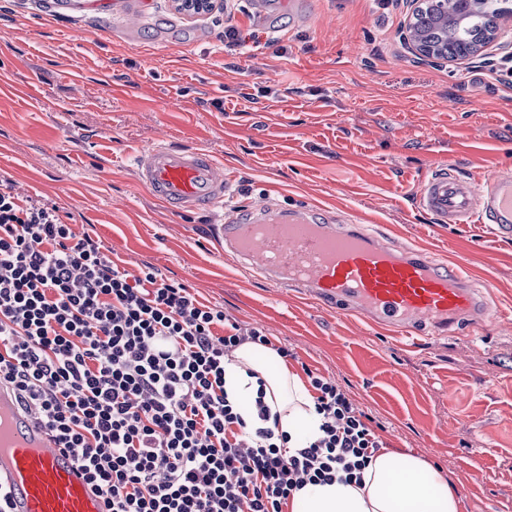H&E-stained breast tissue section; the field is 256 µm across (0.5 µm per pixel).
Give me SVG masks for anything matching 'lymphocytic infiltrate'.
I'll return each instance as SVG.
<instances>
[{"label": "lymphocytic infiltrate", "mask_w": 512, "mask_h": 512, "mask_svg": "<svg viewBox=\"0 0 512 512\" xmlns=\"http://www.w3.org/2000/svg\"><path fill=\"white\" fill-rule=\"evenodd\" d=\"M224 335H216V328ZM261 330L183 285L130 278L57 208L0 187V383L68 449L109 512H284L305 483L362 484L383 443L347 392L310 374L319 435L285 446L267 406L247 431L224 359Z\"/></svg>", "instance_id": "1"}]
</instances>
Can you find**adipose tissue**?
<instances>
[{"instance_id": "ef3b65f1", "label": "adipose tissue", "mask_w": 512, "mask_h": 512, "mask_svg": "<svg viewBox=\"0 0 512 512\" xmlns=\"http://www.w3.org/2000/svg\"><path fill=\"white\" fill-rule=\"evenodd\" d=\"M224 391L240 406L249 427H260L256 398L279 417L289 443L313 437L322 417L304 381L283 358L263 345L246 343L224 366ZM298 512H458L449 481L421 458L400 452L377 455L362 485L309 483L293 495Z\"/></svg>"}]
</instances>
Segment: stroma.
<instances>
[{"label":"stroma","mask_w":512,"mask_h":512,"mask_svg":"<svg viewBox=\"0 0 512 512\" xmlns=\"http://www.w3.org/2000/svg\"><path fill=\"white\" fill-rule=\"evenodd\" d=\"M409 0H0V178L98 238L120 270L187 286L335 380L387 449L422 457L459 512H512V238L439 224L414 196L433 169L483 183L512 164V86L499 53L417 59ZM247 42L224 50V28ZM277 46H270V39ZM222 108H215V101ZM205 150L234 181L229 205L273 197L374 225L452 265L487 322L403 340L268 285L217 245L219 207L180 212L136 176L154 145Z\"/></svg>","instance_id":"obj_1"}]
</instances>
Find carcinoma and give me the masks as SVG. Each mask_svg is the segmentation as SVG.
<instances>
[{
    "label": "carcinoma",
    "mask_w": 512,
    "mask_h": 512,
    "mask_svg": "<svg viewBox=\"0 0 512 512\" xmlns=\"http://www.w3.org/2000/svg\"><path fill=\"white\" fill-rule=\"evenodd\" d=\"M504 2L477 0L474 10L459 23L455 17L465 11L464 0H440L418 15L416 29L424 40L447 51L448 56H462L486 38L493 19L503 15Z\"/></svg>",
    "instance_id": "obj_1"
}]
</instances>
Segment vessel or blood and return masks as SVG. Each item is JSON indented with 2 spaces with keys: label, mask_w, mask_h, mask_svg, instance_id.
Masks as SVG:
<instances>
[{
  "label": "vessel or blood",
  "mask_w": 512,
  "mask_h": 512,
  "mask_svg": "<svg viewBox=\"0 0 512 512\" xmlns=\"http://www.w3.org/2000/svg\"><path fill=\"white\" fill-rule=\"evenodd\" d=\"M137 175L176 209L223 206L233 185L206 151L164 144L139 155ZM416 205L441 224L490 223L511 235L512 169L479 185L447 167L433 170L418 187ZM217 238L273 286L396 334H456L487 311L463 263L446 266L380 241L370 226L343 224L308 206L288 210L267 198L243 212L225 208ZM0 482L10 490L12 512H109L72 455L2 384Z\"/></svg>",
  "instance_id": "obj_1"
}]
</instances>
